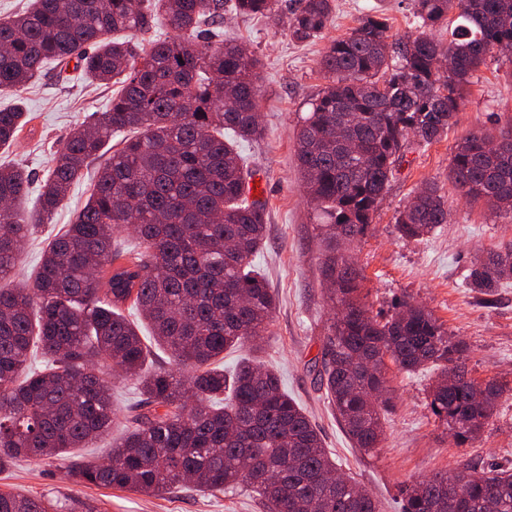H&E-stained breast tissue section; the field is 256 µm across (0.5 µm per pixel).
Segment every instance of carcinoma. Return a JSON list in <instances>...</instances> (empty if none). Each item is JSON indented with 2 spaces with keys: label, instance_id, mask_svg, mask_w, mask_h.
<instances>
[{
  "label": "carcinoma",
  "instance_id": "carcinoma-1",
  "mask_svg": "<svg viewBox=\"0 0 512 512\" xmlns=\"http://www.w3.org/2000/svg\"><path fill=\"white\" fill-rule=\"evenodd\" d=\"M414 37L388 41L386 18L367 14L324 50L332 82L310 102L298 132L306 196L333 246L323 254L328 299L338 309L321 352V385L354 447H378L380 412L392 404L387 362L408 373L440 370L433 415L460 447L475 441L504 392L469 376L463 341L425 308L403 300L390 318L358 298L361 274L336 237L364 235L409 136L437 142L467 104L474 74L512 46V0H413ZM246 15H275V0H235ZM333 0H301L293 39L321 35ZM458 11L448 42L435 37ZM224 0H29L0 20V92L20 97L47 61L69 63L117 91L104 112L72 130L38 200L22 208L30 175L0 163V280L25 240L59 209L84 171H97L83 207L46 244L21 288L0 284V472L16 460L68 462L84 486L160 495L182 484L257 493L268 512H379L376 499L337 476L331 457L280 379L257 360L226 374L224 351L267 330L276 297L253 257L265 237L264 206L249 200V164L238 146L261 138L260 59L238 41L214 45ZM164 20L174 35L149 42ZM454 69L444 72L443 56ZM28 116L0 108V148ZM121 148L107 155L112 137ZM496 141L497 147L486 148ZM450 177L470 202L512 213V129L455 145ZM448 222L434 184L397 220L421 241ZM512 280V245L471 264L466 285L490 293ZM137 316L132 320L125 311ZM175 363L167 368L157 351ZM46 358L28 365L32 352ZM140 399L105 461L73 450L112 428V378ZM402 512H512V471L437 473L402 489ZM0 512H70L69 505L0 492Z\"/></svg>",
  "mask_w": 512,
  "mask_h": 512
}]
</instances>
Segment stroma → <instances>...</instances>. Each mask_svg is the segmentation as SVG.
I'll return each mask as SVG.
<instances>
[{
  "label": "stroma",
  "instance_id": "1",
  "mask_svg": "<svg viewBox=\"0 0 512 512\" xmlns=\"http://www.w3.org/2000/svg\"><path fill=\"white\" fill-rule=\"evenodd\" d=\"M333 18L322 39L294 41L288 25L299 0H278V17L243 18L225 11L227 37L246 42L261 59L259 111L265 135L241 144L265 179L266 232L254 258L276 296L267 336L257 355L278 374L283 388L302 406L322 436L340 471L368 490L380 512H401V491L438 472L466 464L477 469H512V281L485 298L463 283L473 258L512 244V214L499 215L461 199L448 177L454 147L462 137L495 131L512 120V62L487 60L476 72L468 102L446 135L428 147L406 140L394 178L365 235L343 244L362 273L360 296L371 316L381 319L406 299L431 311L450 336L467 345L471 378L503 384L494 416L478 440L458 447L448 428L431 412L429 394L437 372L409 374L389 365L386 377L393 399L381 416L379 448L353 447L338 423L315 364L331 324L326 283L321 272L322 244L313 204L306 197L295 148L309 102L330 82L319 67L328 42L346 35L374 6H382L393 38L414 34L411 0H335ZM113 85L87 81L74 67L46 64L23 91L30 121L6 159L24 166L30 177L29 203L74 126L109 108ZM436 184L448 201V222L422 242L407 241L396 230V217L425 184ZM87 182L74 185L67 203L27 240L7 279L21 285L42 257L49 237L70 223L88 194ZM0 490L96 506L98 512H264L248 490L198 491L181 488L162 496L128 490L81 486L63 468L29 459L0 473Z\"/></svg>",
  "mask_w": 512,
  "mask_h": 512
}]
</instances>
